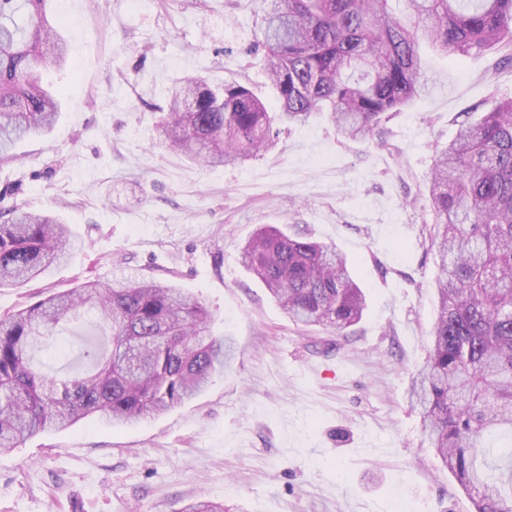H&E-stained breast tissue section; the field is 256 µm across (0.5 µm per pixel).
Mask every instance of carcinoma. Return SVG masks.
<instances>
[{"mask_svg": "<svg viewBox=\"0 0 512 512\" xmlns=\"http://www.w3.org/2000/svg\"><path fill=\"white\" fill-rule=\"evenodd\" d=\"M262 0L254 52L280 102L267 111L247 86L187 79L169 90L167 147L207 166H241L271 149L274 127L326 112L338 133L367 140L383 117L423 93L420 44L447 56L509 50L512 0ZM47 0H0V161L49 131L59 103L38 67L63 64L67 42ZM428 193L439 255L438 315L413 394L430 447L474 512H512L506 470L486 462L487 431H512V98L466 114L435 161ZM76 250L66 225L18 208L0 222V286L46 272ZM240 260L294 321L341 332L367 310L363 289L336 248L267 225ZM93 308L108 328L94 363L67 378L33 359L63 321ZM224 343L192 295L160 282L97 278L0 317V452L97 415L139 423L200 394L224 373ZM179 512H227L191 501Z\"/></svg>", "mask_w": 512, "mask_h": 512, "instance_id": "carcinoma-1", "label": "carcinoma"}]
</instances>
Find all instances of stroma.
I'll return each instance as SVG.
<instances>
[{
  "mask_svg": "<svg viewBox=\"0 0 512 512\" xmlns=\"http://www.w3.org/2000/svg\"><path fill=\"white\" fill-rule=\"evenodd\" d=\"M69 43L43 82L60 116L0 162V209L67 224L85 247L39 279L0 288V315L97 277L154 279L194 294L234 356L196 398L132 426L91 417L0 453V512H431L473 505L428 448L412 401L438 312L428 181L459 116L512 97V65L490 49L424 51L429 92L355 142L326 113L281 128L241 167H204L164 146L160 110L186 77L239 81L279 101L250 54L258 0H49ZM288 225L336 246L369 309L340 336L296 324L240 264L258 227ZM103 330L65 325L35 362L75 374Z\"/></svg>",
  "mask_w": 512,
  "mask_h": 512,
  "instance_id": "obj_1",
  "label": "stroma"
}]
</instances>
